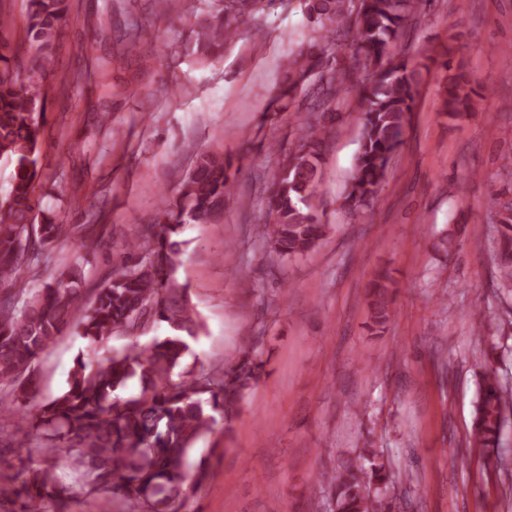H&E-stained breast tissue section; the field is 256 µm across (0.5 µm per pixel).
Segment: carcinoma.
I'll list each match as a JSON object with an SVG mask.
<instances>
[{
  "mask_svg": "<svg viewBox=\"0 0 512 512\" xmlns=\"http://www.w3.org/2000/svg\"><path fill=\"white\" fill-rule=\"evenodd\" d=\"M219 8L198 25L196 44L208 58L224 55L240 25L259 5L275 0H217ZM419 0H306L307 19L317 33L306 51L284 63L288 82L275 98L288 109L299 85L319 78L318 104L335 102L346 72L326 75L322 60L336 38H352L370 73L360 85L361 128L354 170L344 203L360 211L376 198L390 161L403 143L408 116L417 107L421 69L432 57L393 52ZM66 0H29L26 32L33 68L44 71L59 36ZM11 44L0 39V158L12 167L8 187L0 189V413L17 417L15 430L0 431V512H70L71 502L89 501L97 512H112L122 498L141 512H182L188 497L209 478L208 459L192 461L198 440L213 431L215 415L230 424L246 391L261 377L264 362L256 347L213 368L186 364L202 329L179 282L181 243L173 239L185 224H208L224 215L235 196L232 162L214 152L201 154L180 183L174 199H164L155 223L129 241L127 252L96 287H80L78 265L68 267L42 288L24 287L26 267L41 270L49 246L92 230L73 228L55 218L35 223L40 208L35 187L41 176V141L47 93L41 85L18 80L11 67ZM453 71L442 92L443 111L469 112L480 93L463 62L446 58ZM325 127L321 118L299 127L294 150L279 165L267 188L266 207L274 230L269 252L278 258L304 255L325 237L317 221L318 169ZM499 224L495 279L512 294V202L495 193L489 200ZM391 280L379 273L369 292L370 327L380 333L391 319ZM163 322L166 334L141 346L114 349L115 334L132 337L151 323ZM89 342L90 357L78 356L66 386L54 397H38L31 367L67 330ZM138 389L119 396L128 383ZM512 420V385L491 365L480 374L472 439L486 462L508 471L502 455L505 428ZM50 454L52 462L41 457ZM395 475L368 446L329 476L334 512H388L387 494Z\"/></svg>",
  "mask_w": 512,
  "mask_h": 512,
  "instance_id": "cac0c4a2",
  "label": "carcinoma"
}]
</instances>
